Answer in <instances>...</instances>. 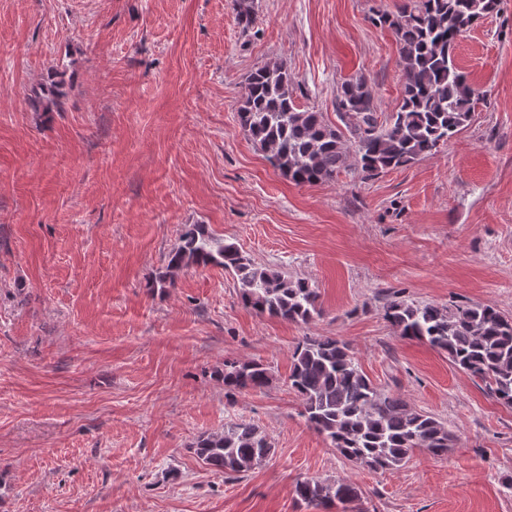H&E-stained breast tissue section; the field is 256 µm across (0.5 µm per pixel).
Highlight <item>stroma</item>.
Wrapping results in <instances>:
<instances>
[{
    "label": "stroma",
    "instance_id": "stroma-1",
    "mask_svg": "<svg viewBox=\"0 0 512 512\" xmlns=\"http://www.w3.org/2000/svg\"><path fill=\"white\" fill-rule=\"evenodd\" d=\"M400 2L254 0L245 33L236 0H0V512H307L306 478L350 480L367 512H512V408L383 317L391 298L512 316V0L457 42L484 92L471 121L406 168L298 185L238 124L273 61L329 125L349 79L393 111L397 44L371 18ZM52 79L46 112L30 94ZM187 224L308 280L321 316L258 314L217 267L152 287ZM321 335L456 446L390 471L341 457L287 383ZM228 360L273 377L227 394ZM241 420L275 452L233 479L192 445Z\"/></svg>",
    "mask_w": 512,
    "mask_h": 512
}]
</instances>
